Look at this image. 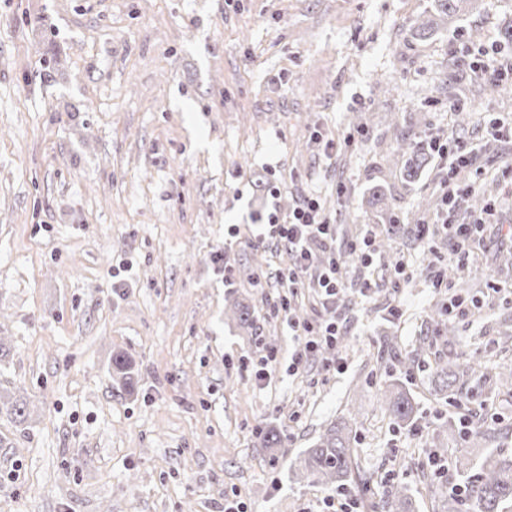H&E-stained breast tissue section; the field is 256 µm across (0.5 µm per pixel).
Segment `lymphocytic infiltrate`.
Wrapping results in <instances>:
<instances>
[{
  "label": "lymphocytic infiltrate",
  "mask_w": 512,
  "mask_h": 512,
  "mask_svg": "<svg viewBox=\"0 0 512 512\" xmlns=\"http://www.w3.org/2000/svg\"><path fill=\"white\" fill-rule=\"evenodd\" d=\"M267 235L293 256L291 265L278 274L288 296L277 305L276 312L299 339V347L288 366L294 372L305 367L320 349L335 348L343 340L344 331L335 317L344 288V272L339 265L341 253L336 248L335 227L313 197L299 200L287 220L269 215ZM308 286L315 288L323 314L313 320H300L293 315L290 299Z\"/></svg>",
  "instance_id": "f902f5d3"
}]
</instances>
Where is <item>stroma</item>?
<instances>
[{
    "label": "stroma",
    "instance_id": "stroma-1",
    "mask_svg": "<svg viewBox=\"0 0 512 512\" xmlns=\"http://www.w3.org/2000/svg\"><path fill=\"white\" fill-rule=\"evenodd\" d=\"M431 0H0V393L29 404L24 423L0 419V512H316L325 491L296 479L301 451L358 411L361 479L348 494L372 512L390 483L415 512H441L430 457L457 484L455 460L480 449L441 426L466 412L494 418L493 447L512 453V400L471 375L460 407L434 395L429 366L401 374L385 341L416 352L447 325L455 289L433 288L448 263L434 224L448 164L429 158L406 185L394 150L416 140L470 142L462 194L495 204L474 245L494 280L512 279V182L498 178L512 138L486 133L512 114L473 70L474 49L512 31V0H486L426 40L408 27ZM385 187L389 210L369 204ZM318 196L338 247L366 230L425 224L426 241H394L406 275L379 249L350 270L338 315L342 372L311 362L270 309L290 263L274 242L232 236L250 211L285 215ZM226 246L225 264L212 250ZM471 314L451 348L490 368L512 367V294L469 289ZM246 306L253 325L226 314ZM272 350L281 366L258 384L243 358ZM138 369L132 392L112 358ZM401 379L415 423L395 425L381 391ZM286 438L278 462L254 428Z\"/></svg>",
    "mask_w": 512,
    "mask_h": 512
}]
</instances>
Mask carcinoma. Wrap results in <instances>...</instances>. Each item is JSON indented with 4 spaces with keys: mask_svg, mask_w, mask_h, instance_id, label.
I'll return each instance as SVG.
<instances>
[{
    "mask_svg": "<svg viewBox=\"0 0 512 512\" xmlns=\"http://www.w3.org/2000/svg\"><path fill=\"white\" fill-rule=\"evenodd\" d=\"M471 2L432 0L431 14L410 23L408 31L411 37L432 36L448 19L464 13ZM396 144L397 152L405 157L403 179L410 185L416 181L423 165L427 163V154L407 134L400 135ZM474 371L475 365L461 364L453 353L436 359L432 367L436 394L448 400V404L459 406L463 394V385L459 384L460 375ZM112 373L119 376L122 382H127L133 374L130 361L122 355L113 357ZM484 377L498 394L512 388V374L505 370L486 373ZM383 406L392 421L399 426L412 422L415 417V402L398 381L391 384L388 394L384 395ZM26 410L27 402L0 395V416L5 415L21 423L26 417ZM461 439L478 448L483 443L495 440V433L478 420L471 428L461 432ZM355 441L353 429L345 423L329 425L318 435L312 446L300 455L297 476L330 490L345 489L346 482L352 479L357 468L352 447ZM456 463L459 464L457 472L462 477L463 492L449 493L442 484L435 490L442 497V507L447 512H512V455L491 451L485 453L476 466L460 459ZM375 508L379 512H414L408 489L398 483L391 485V491Z\"/></svg>",
    "mask_w": 512,
    "mask_h": 512,
    "instance_id": "obj_1",
    "label": "carcinoma"
}]
</instances>
